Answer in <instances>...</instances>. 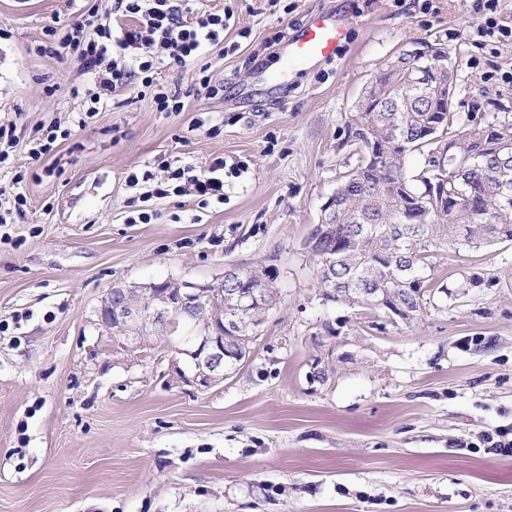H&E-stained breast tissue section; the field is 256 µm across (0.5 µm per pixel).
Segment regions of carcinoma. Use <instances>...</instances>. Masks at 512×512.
Masks as SVG:
<instances>
[{
    "label": "carcinoma",
    "instance_id": "obj_1",
    "mask_svg": "<svg viewBox=\"0 0 512 512\" xmlns=\"http://www.w3.org/2000/svg\"><path fill=\"white\" fill-rule=\"evenodd\" d=\"M414 66L404 55L399 69L381 77V88L346 124L356 165L321 211L308 244L318 258L323 288L335 301L365 312L399 306L416 318L424 294L435 288L428 271L450 244L471 250L512 244V123L457 113L432 97L423 105L406 75ZM425 155L415 173L408 155ZM256 314L275 301L270 271L245 273Z\"/></svg>",
    "mask_w": 512,
    "mask_h": 512
}]
</instances>
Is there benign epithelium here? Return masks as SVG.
<instances>
[{
    "label": "benign epithelium",
    "mask_w": 512,
    "mask_h": 512,
    "mask_svg": "<svg viewBox=\"0 0 512 512\" xmlns=\"http://www.w3.org/2000/svg\"><path fill=\"white\" fill-rule=\"evenodd\" d=\"M403 53L417 59L412 86L417 97L424 101L436 94L448 105V111H454L453 82H446L436 88L425 83L428 71L446 69L453 72L448 48L433 44L422 50L412 44ZM236 281L235 289L228 292L229 298L236 299L239 309L247 310L253 305L254 295L250 290L240 288ZM151 294L148 297L134 295L135 289L115 286L109 290L97 309L98 321L106 329L124 334L138 325H153L166 336L175 337L183 330L179 310L186 305L193 307L194 315L205 319V325L211 332L202 336L191 348L174 347V353L186 356V368L174 366L173 379L176 383L197 391L208 390L224 381L228 373L224 372V340L226 335L238 330L234 320H224V304H215L211 291L224 287V282L199 285L181 282L170 289L166 282L150 283Z\"/></svg>",
    "instance_id": "obj_1"
}]
</instances>
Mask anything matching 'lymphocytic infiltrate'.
I'll list each match as a JSON object with an SVG mask.
<instances>
[{"mask_svg":"<svg viewBox=\"0 0 512 512\" xmlns=\"http://www.w3.org/2000/svg\"><path fill=\"white\" fill-rule=\"evenodd\" d=\"M227 15L198 8L197 0H113L112 11L100 14L89 8L73 21L57 41L31 46L44 56L67 51L90 86H74V95L86 98V118L107 108L114 92L126 86L133 72H140L142 87L151 91L157 111L179 112L184 108L180 91L155 82L161 67L197 65L195 94L213 98L220 92L201 60L209 47L224 40ZM224 159L215 156L198 169L190 165L167 168L164 177L145 169L130 174L128 183L137 196L128 201L129 223L147 224L153 217L151 199L191 196L201 205L224 200Z\"/></svg>","mask_w":512,"mask_h":512,"instance_id":"f902f5d3","label":"lymphocytic infiltrate"}]
</instances>
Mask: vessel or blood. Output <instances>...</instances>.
I'll use <instances>...</instances> for the list:
<instances>
[{"label": "vessel or blood", "instance_id": "1", "mask_svg": "<svg viewBox=\"0 0 512 512\" xmlns=\"http://www.w3.org/2000/svg\"><path fill=\"white\" fill-rule=\"evenodd\" d=\"M346 37V25L336 12H312L307 22L284 46L283 66L276 72L263 75V82L279 88L288 87L296 70L331 59Z\"/></svg>", "mask_w": 512, "mask_h": 512}]
</instances>
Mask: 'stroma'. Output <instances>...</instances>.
Wrapping results in <instances>:
<instances>
[{
    "mask_svg": "<svg viewBox=\"0 0 512 512\" xmlns=\"http://www.w3.org/2000/svg\"><path fill=\"white\" fill-rule=\"evenodd\" d=\"M82 5L0 0V121L19 140L0 181L22 173L27 197L8 227L20 247L0 244V512H512V456L461 445L512 427V245L441 250L448 292L410 321L323 301L305 246L356 164L345 125L395 51L446 45L459 117L512 120V42H481L479 0H202L233 14L204 58L223 94H191L195 66H165L182 112L133 83L83 127L82 76L28 51ZM320 8L346 43L287 91L262 83ZM53 123L70 138L30 160ZM215 155L232 168L223 203L155 199L150 223H127L129 174ZM271 267L249 357L206 392L173 382L166 341L125 348L96 322L115 285Z\"/></svg>",
    "mask_w": 512,
    "mask_h": 512,
    "instance_id": "stroma-1",
    "label": "stroma"
}]
</instances>
